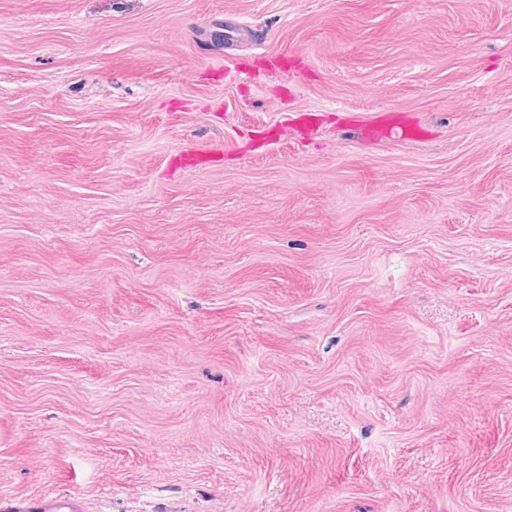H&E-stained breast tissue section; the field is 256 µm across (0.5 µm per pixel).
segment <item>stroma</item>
<instances>
[{
    "label": "stroma",
    "instance_id": "obj_1",
    "mask_svg": "<svg viewBox=\"0 0 512 512\" xmlns=\"http://www.w3.org/2000/svg\"><path fill=\"white\" fill-rule=\"evenodd\" d=\"M63 489L512 512V0H0V497ZM172 159L184 170L213 168L224 161V150L191 146L178 151Z\"/></svg>",
    "mask_w": 512,
    "mask_h": 512
}]
</instances>
